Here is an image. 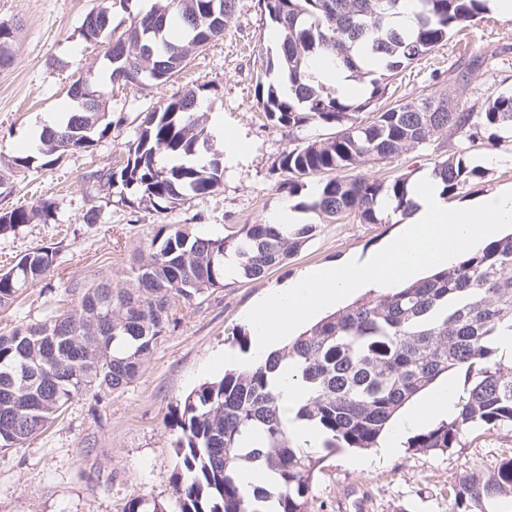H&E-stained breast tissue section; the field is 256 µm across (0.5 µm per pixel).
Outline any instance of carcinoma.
<instances>
[{
  "mask_svg": "<svg viewBox=\"0 0 512 512\" xmlns=\"http://www.w3.org/2000/svg\"><path fill=\"white\" fill-rule=\"evenodd\" d=\"M212 0H168L130 14V24L105 53L109 79L132 66L140 86L167 83L192 53L222 34L232 22L236 0H221L223 14L210 15ZM277 29L275 47L261 58L255 86L257 106L276 126L293 130L317 124L332 136L296 141L274 160L277 188L298 193L308 179L318 190L304 207L329 222L352 218L376 224L383 200L391 213L411 206L408 179L390 184L367 179L358 169L396 157L442 137L458 136L467 146L434 163L443 191L453 196L475 176L470 151L512 130V92L489 97L484 111L463 112L474 62L448 71L457 85L452 112H430L435 98L392 100L399 76L465 30L485 11L484 0H418L408 31L392 25L402 0H260ZM13 27L0 22V69L13 63ZM334 52L351 76L366 83L367 97L350 102L326 91L306 71L310 57ZM196 91L163 102L148 113L137 138L127 143L120 167L89 173L103 187L129 191L160 211L211 194L222 184L221 153L203 165L179 163L209 143ZM97 101L90 110L72 104L57 127L41 133V166L49 167L67 149L108 135L112 122ZM56 203L44 199L30 209L0 212V231L32 224L50 215ZM313 225L281 228L244 224L227 235H191L178 224H162L149 254L131 264L130 284L109 277L74 284L72 309L0 332V448H13L43 433L68 404L92 388L118 391L137 377L169 325L171 300H191L224 286L226 261L239 275L263 277L282 265L312 236ZM59 249L44 246L24 254L0 273V307L13 303L27 284L55 270ZM96 300L112 307L115 325L90 333L92 355L82 343L59 333L63 324ZM512 335V233L491 241L458 264L438 269L403 288L358 299L289 341L275 357L249 369H233L200 385L176 406L178 432L175 494L179 512H263L270 499L263 488L244 490L240 462L262 459L277 482V512H308L314 472L323 457L300 449L287 432L288 411L275 386V372L292 365L306 397L294 418L317 427L325 448L377 447L397 413L450 372L465 375L454 414L408 441L414 451H447L473 425L512 427V360L498 355L497 338ZM45 351L57 360L51 376L26 374L28 355ZM512 512V458L487 476L465 475L448 490V512Z\"/></svg>",
  "mask_w": 512,
  "mask_h": 512,
  "instance_id": "carcinoma-1",
  "label": "carcinoma"
}]
</instances>
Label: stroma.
<instances>
[{
  "label": "stroma",
  "instance_id": "1",
  "mask_svg": "<svg viewBox=\"0 0 512 512\" xmlns=\"http://www.w3.org/2000/svg\"><path fill=\"white\" fill-rule=\"evenodd\" d=\"M98 0H0V22L17 25L14 63L0 70V212L52 199L57 210L46 220L0 232V267L42 246L59 247L57 267L30 283L11 305L0 308V329L31 324L66 310L72 283L98 273L125 282L134 256L147 254L161 224H178L194 235L228 232L230 226L266 224L287 203L270 174L288 146L287 130L263 117L254 97L258 53L273 46V30L258 0H237L235 17L222 36L194 53L185 68L159 86L111 84L103 73L105 48L80 35L84 16ZM480 62L470 74L464 108L484 109L496 92L512 88V20L486 12L473 23L466 44L442 43L436 68L416 67L397 81L396 99L431 93L447 96V70L460 58ZM99 77L101 100L113 127L88 149L63 155L50 167L12 172L20 144L33 131L66 111V88L75 76ZM195 90L205 120L221 115L237 133L244 155L225 168L217 192L167 211L121 199L118 191L90 181L91 171L120 163L147 112L165 100ZM438 154L420 146L399 157L361 167L369 179L431 172ZM480 173L455 196L459 208L512 188V133L471 151ZM98 218H85L89 210ZM314 225L310 240L284 264L258 279L236 277L190 301H177L174 323L126 388L92 389L72 401L48 429L16 448H0V512H124L144 501L171 512L175 498L176 432L169 416L176 404L204 383L202 366L224 349L242 350L248 340L246 314L271 288L306 269L347 259H364L401 226L395 222L328 223L303 211ZM512 456V428L468 431L460 447L417 453L408 448H345L327 453L312 479L309 512H448V487L468 474L493 472ZM366 458L370 467H352Z\"/></svg>",
  "mask_w": 512,
  "mask_h": 512
}]
</instances>
